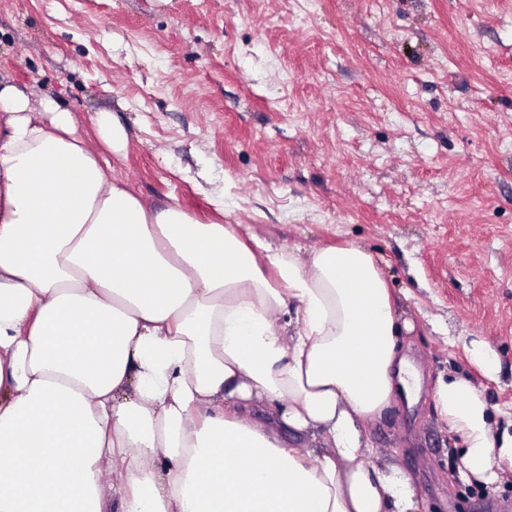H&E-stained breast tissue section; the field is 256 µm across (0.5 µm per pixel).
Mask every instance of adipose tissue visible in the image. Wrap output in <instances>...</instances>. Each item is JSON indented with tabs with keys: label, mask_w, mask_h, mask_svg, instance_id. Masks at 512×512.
<instances>
[{
	"label": "adipose tissue",
	"mask_w": 512,
	"mask_h": 512,
	"mask_svg": "<svg viewBox=\"0 0 512 512\" xmlns=\"http://www.w3.org/2000/svg\"><path fill=\"white\" fill-rule=\"evenodd\" d=\"M96 126L0 82V512H420L367 431L416 386L375 256L151 208L102 155L126 128ZM435 400L478 481L512 465L467 377Z\"/></svg>",
	"instance_id": "ef3b65f1"
}]
</instances>
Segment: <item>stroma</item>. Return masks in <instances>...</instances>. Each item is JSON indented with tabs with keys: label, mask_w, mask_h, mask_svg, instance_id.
Listing matches in <instances>:
<instances>
[{
	"label": "stroma",
	"mask_w": 512,
	"mask_h": 512,
	"mask_svg": "<svg viewBox=\"0 0 512 512\" xmlns=\"http://www.w3.org/2000/svg\"><path fill=\"white\" fill-rule=\"evenodd\" d=\"M0 80L129 134L149 206L279 249L358 242L403 318L414 404L369 428L421 512H512V468L467 482L439 374L512 413V0H0ZM498 357L495 377L469 360ZM470 360L488 376H493L499 371V362L495 353L483 343L473 344Z\"/></svg>",
	"instance_id": "obj_1"
}]
</instances>
